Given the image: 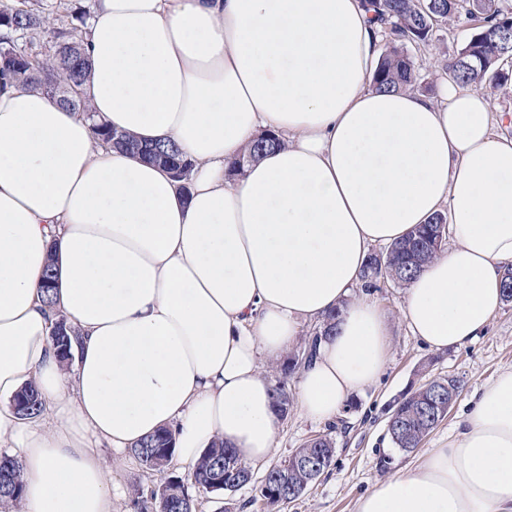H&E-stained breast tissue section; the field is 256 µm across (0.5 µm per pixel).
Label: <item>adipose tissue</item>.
I'll use <instances>...</instances> for the list:
<instances>
[{
	"instance_id": "obj_1",
	"label": "adipose tissue",
	"mask_w": 512,
	"mask_h": 512,
	"mask_svg": "<svg viewBox=\"0 0 512 512\" xmlns=\"http://www.w3.org/2000/svg\"><path fill=\"white\" fill-rule=\"evenodd\" d=\"M97 117L179 145L187 183L35 89L0 90V447L21 512H112L123 452L172 430L180 462L223 440L267 463L278 416L263 361L335 315L297 404L329 421L375 383L390 322L354 297L373 247L447 212L452 246L412 279L402 315L434 351L484 333L512 266V133L483 92H381L362 0H96L78 32ZM279 147L230 177L259 134ZM57 277L46 307V266ZM65 319L71 366L51 338ZM35 386L44 417L16 394ZM355 512H512V370L456 440L378 481ZM6 472V476L4 475ZM22 468L15 456L0 454V499L1 505L16 503L22 495Z\"/></svg>"
}]
</instances>
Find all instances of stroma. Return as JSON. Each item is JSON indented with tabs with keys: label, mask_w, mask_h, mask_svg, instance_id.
<instances>
[{
	"label": "stroma",
	"mask_w": 512,
	"mask_h": 512,
	"mask_svg": "<svg viewBox=\"0 0 512 512\" xmlns=\"http://www.w3.org/2000/svg\"><path fill=\"white\" fill-rule=\"evenodd\" d=\"M473 31L466 17L449 20L433 35L432 46L408 45L420 68L423 93L432 95L445 74L436 60L453 55ZM369 297L390 318L389 358L380 378L355 395L334 422L323 424L302 414L297 404L278 420L276 451L279 463L317 434L330 436L336 452L328 469L297 500L271 505L260 494L265 468L252 470V481L234 493L192 489L196 512H354L362 494L376 482L396 475L413 456L395 448L388 434L394 401L429 380L453 376L461 391L442 420L421 442V449L440 448L455 435V425L473 396L501 372L512 369V302L504 303L486 332L473 342L446 351H433L410 333L401 315L404 287L383 276L368 288ZM113 512H136L133 501L160 483L159 473L143 466L132 452L112 468Z\"/></svg>",
	"instance_id": "stroma-1"
}]
</instances>
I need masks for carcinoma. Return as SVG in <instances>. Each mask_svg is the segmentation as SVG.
I'll use <instances>...</instances> for the list:
<instances>
[{
	"instance_id": "1",
	"label": "carcinoma",
	"mask_w": 512,
	"mask_h": 512,
	"mask_svg": "<svg viewBox=\"0 0 512 512\" xmlns=\"http://www.w3.org/2000/svg\"><path fill=\"white\" fill-rule=\"evenodd\" d=\"M371 12V23L381 29L389 44L373 77V87L384 91H398L414 85L419 79L414 58L406 44L427 45L433 32L449 17L463 13L474 22V32L465 40L457 54L445 65L448 79L462 85L487 84L493 88L506 85L512 80V11L501 9L499 0H363ZM0 26L7 32L0 36V44L14 45L12 35L37 31L46 43L53 47L49 55L13 50L7 58L0 59V80L15 81L44 91L59 103L76 112L92 117L91 109L83 97V85L88 79L89 66L80 47L73 41L72 32L57 27L46 15L42 0H18V5L0 9ZM96 137L125 150L134 147L137 156L152 162L160 159L159 153L171 154L167 169L176 178L186 180L192 163L174 143L158 142L143 144L137 139L116 133L104 125H92ZM280 145L273 135L257 138L247 151L231 163L228 172L241 175L244 167L260 158L267 151ZM448 223V215L438 213L433 223L422 224L410 232L403 241L389 247L385 255L387 269L394 272L392 279L405 284L433 258L434 252L418 247L417 237L426 235L435 224ZM71 327L63 320L55 323L52 338L62 359L69 356ZM280 374L272 387L275 411L290 401L288 377L294 368L284 362L276 366ZM453 378H439L414 392L402 396L396 404L403 437L393 444L403 450L417 446L440 422L430 405L435 394L448 396L442 384ZM17 412H26L25 418H35L42 412L38 393L34 389L22 391L15 399ZM172 432L163 430L144 439L134 449L141 463L148 469L163 473L174 454ZM232 467L240 474H251L249 467L235 452L218 442L204 450L193 465L190 474L183 479L168 476L163 486L176 484L178 495L170 502L159 497V491L150 493V500L142 501L140 512H188L195 508L188 485L206 491L224 489V469ZM22 468L19 460L8 454H0V502H17L22 495ZM288 473L289 480L303 486L309 484L307 474L288 468L267 471V481L262 483L261 495L271 505L277 501L269 495L270 483L275 477Z\"/></svg>"
}]
</instances>
